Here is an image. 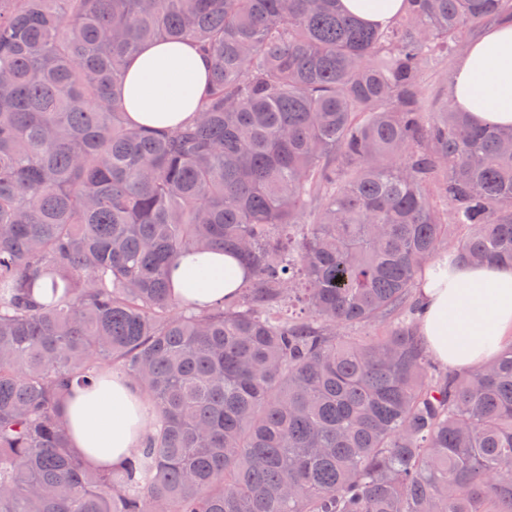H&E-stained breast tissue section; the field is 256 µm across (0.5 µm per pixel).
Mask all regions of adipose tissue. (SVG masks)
I'll return each instance as SVG.
<instances>
[{
    "instance_id": "adipose-tissue-1",
    "label": "adipose tissue",
    "mask_w": 512,
    "mask_h": 512,
    "mask_svg": "<svg viewBox=\"0 0 512 512\" xmlns=\"http://www.w3.org/2000/svg\"><path fill=\"white\" fill-rule=\"evenodd\" d=\"M209 72L208 59L192 44H147L125 66L127 120L155 130L191 122ZM449 92L474 122L512 127V23L491 27L468 47ZM249 276L235 255L221 250L180 256L169 271L173 295L201 308L233 300ZM417 288L419 334L440 366L477 368L512 339V264L428 269ZM63 416L71 448L96 468L120 466L145 436L138 392L113 373L74 390Z\"/></svg>"
}]
</instances>
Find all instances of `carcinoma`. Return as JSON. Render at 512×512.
Masks as SVG:
<instances>
[{
    "label": "carcinoma",
    "instance_id": "cac0c4a2",
    "mask_svg": "<svg viewBox=\"0 0 512 512\" xmlns=\"http://www.w3.org/2000/svg\"><path fill=\"white\" fill-rule=\"evenodd\" d=\"M405 2L0 0V512H512V342L436 376L414 293L444 255L512 264V128L424 121L419 81L512 0ZM156 39L211 61L172 130L124 118ZM211 248L251 275L197 310L167 271ZM112 369L151 419L102 470L63 407ZM342 3L346 11L371 25L387 24L404 7V0H342Z\"/></svg>",
    "mask_w": 512,
    "mask_h": 512
}]
</instances>
